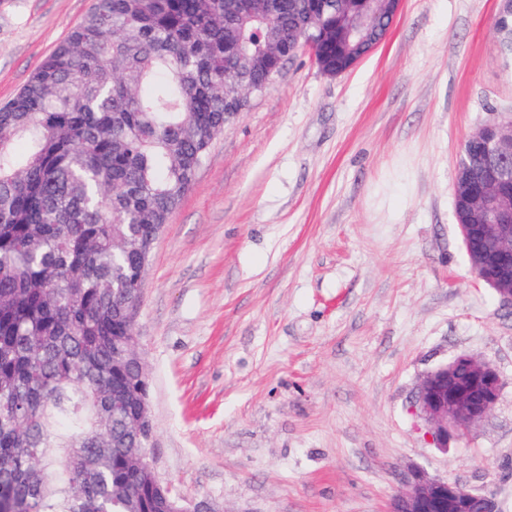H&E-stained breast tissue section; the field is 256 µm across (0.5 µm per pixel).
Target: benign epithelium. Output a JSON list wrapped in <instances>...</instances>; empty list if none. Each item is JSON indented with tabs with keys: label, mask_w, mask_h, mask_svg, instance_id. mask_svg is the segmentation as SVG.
I'll list each match as a JSON object with an SVG mask.
<instances>
[{
	"label": "benign epithelium",
	"mask_w": 512,
	"mask_h": 512,
	"mask_svg": "<svg viewBox=\"0 0 512 512\" xmlns=\"http://www.w3.org/2000/svg\"><path fill=\"white\" fill-rule=\"evenodd\" d=\"M402 0H343L336 22V44L346 65L342 74L370 54L387 34ZM465 143L484 148V162H459L453 192L463 202V235L477 243L469 254L476 276L512 303V117L486 124ZM501 386L497 370L469 356H459L427 373L418 385L415 409L430 424L440 448L448 436L480 422L495 405ZM387 512H499L495 497L464 489L422 471L412 472L392 496Z\"/></svg>",
	"instance_id": "benign-epithelium-1"
}]
</instances>
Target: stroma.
I'll list each match as a JSON object with an SVG mask.
<instances>
[{"label":"stroma","instance_id":"obj_1","mask_svg":"<svg viewBox=\"0 0 512 512\" xmlns=\"http://www.w3.org/2000/svg\"><path fill=\"white\" fill-rule=\"evenodd\" d=\"M92 0H0V104ZM501 0H403L381 45L309 53L212 141L155 242L135 330L157 476L218 512H386L415 470L512 512V304L453 211L464 140L512 113ZM490 363L491 412L447 448L420 380Z\"/></svg>","mask_w":512,"mask_h":512}]
</instances>
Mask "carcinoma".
<instances>
[{"instance_id": "obj_1", "label": "carcinoma", "mask_w": 512, "mask_h": 512, "mask_svg": "<svg viewBox=\"0 0 512 512\" xmlns=\"http://www.w3.org/2000/svg\"><path fill=\"white\" fill-rule=\"evenodd\" d=\"M330 0H94L0 106V512H169L123 306L237 86L310 49Z\"/></svg>"}]
</instances>
